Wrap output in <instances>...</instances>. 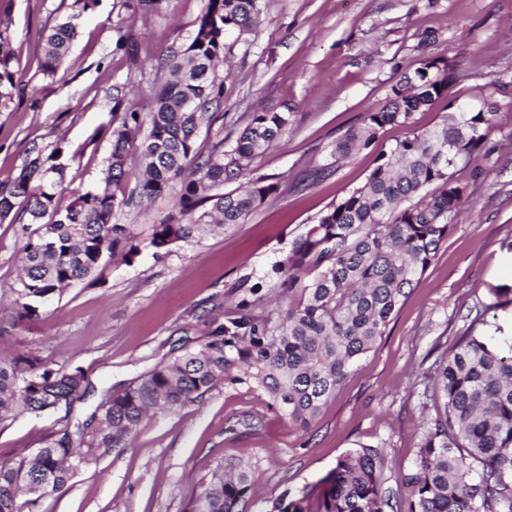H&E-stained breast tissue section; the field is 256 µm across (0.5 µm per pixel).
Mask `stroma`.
<instances>
[{"label": "stroma", "mask_w": 512, "mask_h": 512, "mask_svg": "<svg viewBox=\"0 0 512 512\" xmlns=\"http://www.w3.org/2000/svg\"><path fill=\"white\" fill-rule=\"evenodd\" d=\"M206 0H0V32L13 55V100L0 110V181L19 174L31 148L62 149L64 182L55 201L103 184L112 150L103 132L113 109L147 112L167 79L159 60L188 44ZM78 36L56 76L39 68L44 38L64 16ZM125 38L136 56L118 50ZM224 122L197 144H232L253 112L288 113L291 124L251 165L249 177L279 183L278 197L245 223L207 232L193 243L155 248L154 224L177 192L116 211L140 252L107 263L101 283H74L36 319L10 322L0 355H33L51 368H82L92 389L70 413L19 415L0 427V461L44 446L62 426L90 432L89 415L111 387L132 381L170 356L178 340L195 348L235 316L250 286L270 308L272 267L320 214L362 186L379 154L404 137L388 125L347 160L331 155L347 129L380 109L403 72L426 59L453 64L446 98L415 113L428 130L467 105L493 97V153L480 172L458 166L469 200L435 260L419 278L375 348L362 357L309 430L288 424L259 389L218 385L202 400L147 418L127 446L76 473L61 491L24 496L21 512H185L199 482L217 465L248 466L251 512L282 491L317 488L346 452L380 447L384 494L401 499L399 477L412 464L423 424L435 415L425 389L435 361L467 328L512 337V0H263L257 29L226 37ZM326 169L325 177L310 174ZM25 241L22 221L0 223V296L15 285ZM481 312L471 324L468 314Z\"/></svg>", "instance_id": "1"}]
</instances>
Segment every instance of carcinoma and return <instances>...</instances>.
I'll return each mask as SVG.
<instances>
[{"label": "carcinoma", "instance_id": "carcinoma-1", "mask_svg": "<svg viewBox=\"0 0 512 512\" xmlns=\"http://www.w3.org/2000/svg\"><path fill=\"white\" fill-rule=\"evenodd\" d=\"M262 0H207L195 34L164 58L171 79L159 88L149 112L113 107L112 151L106 184L119 183L131 152L144 167L139 197L150 200L181 185L178 206L154 225L152 244L188 243L213 225L230 227L279 193L276 183L249 180L234 190L220 188L244 176L264 147L290 122L286 112H255L230 149L216 142L204 153L196 146L201 128H211L224 83L216 62L230 33L252 32ZM76 26L66 17L46 38L41 71L56 74ZM12 55L0 34V106L12 100ZM453 75L431 58L392 86L386 104L366 113L362 125L336 140V159L370 146L387 125L408 128L406 136L377 159L363 186L329 206L272 272L288 303L254 311L244 298L242 313L218 325L196 349L158 363L121 388H111L91 419L97 429L51 434L36 454L0 463V512H19L21 493L62 490L81 467L103 450L121 449L148 414L175 411L202 398L220 383L253 385L268 396L288 423L308 429L336 394L355 363L370 352L398 312L414 282L436 257L468 200L467 186L454 177L459 163L480 157L497 112L492 103L453 112L429 130L414 128L413 114L448 97ZM32 148L20 173L0 182V221L17 204L37 228L22 247L16 314L36 315L26 298L35 287L49 297L76 281H97L105 258L139 253L137 237L112 223L131 199L109 189L77 193L64 208L54 203L52 172ZM88 387L84 371L53 369L35 356L0 357V425L21 413L70 409ZM430 389L441 400L411 468L401 474L403 512H512V343L494 344L468 329L441 360ZM382 454L373 446L341 456L321 479L317 497L285 491L264 512H385ZM251 480L245 471L224 474L218 465L201 480L187 512H250Z\"/></svg>", "mask_w": 512, "mask_h": 512}]
</instances>
